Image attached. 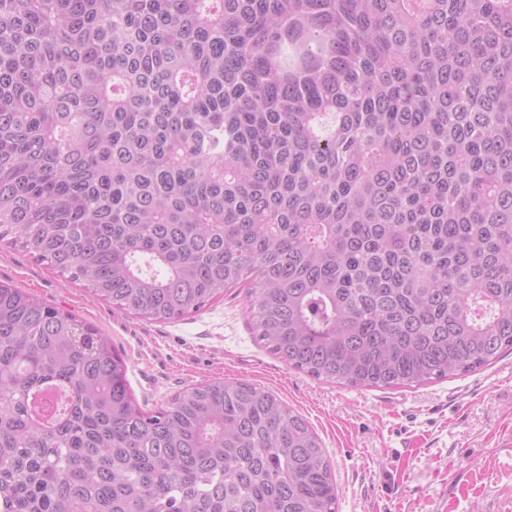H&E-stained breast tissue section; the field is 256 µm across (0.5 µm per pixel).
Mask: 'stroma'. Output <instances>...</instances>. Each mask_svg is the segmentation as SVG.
Instances as JSON below:
<instances>
[{
    "label": "stroma",
    "instance_id": "1",
    "mask_svg": "<svg viewBox=\"0 0 512 512\" xmlns=\"http://www.w3.org/2000/svg\"><path fill=\"white\" fill-rule=\"evenodd\" d=\"M0 282L109 336L143 409L209 380L277 394L322 441L337 512H512L511 351L468 374L414 388L339 386L288 368L258 341L243 288L182 319L148 321L3 245Z\"/></svg>",
    "mask_w": 512,
    "mask_h": 512
}]
</instances>
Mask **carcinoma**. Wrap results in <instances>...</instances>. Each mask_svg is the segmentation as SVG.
Listing matches in <instances>:
<instances>
[{
	"instance_id": "carcinoma-1",
	"label": "carcinoma",
	"mask_w": 512,
	"mask_h": 512,
	"mask_svg": "<svg viewBox=\"0 0 512 512\" xmlns=\"http://www.w3.org/2000/svg\"><path fill=\"white\" fill-rule=\"evenodd\" d=\"M2 242L150 321L247 284L259 340L320 381L488 365L512 350V0H0ZM336 502L276 394L145 412L109 337L0 283V512Z\"/></svg>"
}]
</instances>
